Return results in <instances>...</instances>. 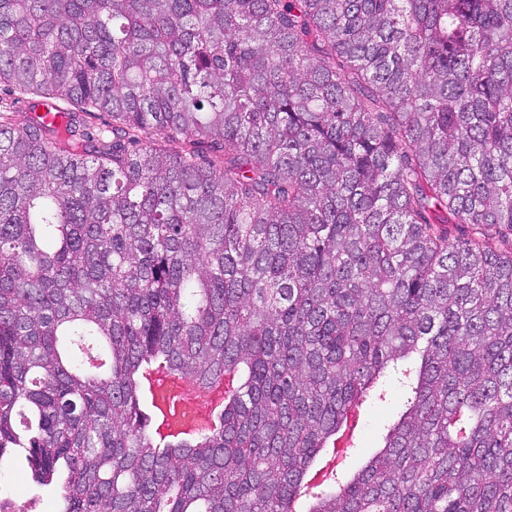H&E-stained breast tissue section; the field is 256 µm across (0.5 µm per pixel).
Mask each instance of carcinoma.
<instances>
[{"mask_svg": "<svg viewBox=\"0 0 512 512\" xmlns=\"http://www.w3.org/2000/svg\"><path fill=\"white\" fill-rule=\"evenodd\" d=\"M0 86L64 106L0 112V460L60 512H512V0H0ZM159 362L237 378L165 451ZM395 399H392V403L387 406H376L372 408L367 416L365 427H364V448L362 456L356 461L354 466L358 468L363 465L367 458L375 453L379 448V435L376 434V427L378 423L389 416L395 408Z\"/></svg>", "mask_w": 512, "mask_h": 512, "instance_id": "carcinoma-1", "label": "carcinoma"}]
</instances>
